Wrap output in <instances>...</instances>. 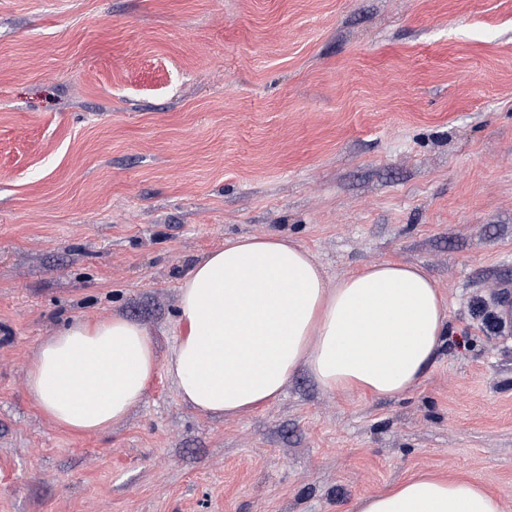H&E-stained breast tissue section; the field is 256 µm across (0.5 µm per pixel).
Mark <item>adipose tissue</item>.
<instances>
[{
    "label": "adipose tissue",
    "mask_w": 512,
    "mask_h": 512,
    "mask_svg": "<svg viewBox=\"0 0 512 512\" xmlns=\"http://www.w3.org/2000/svg\"><path fill=\"white\" fill-rule=\"evenodd\" d=\"M447 309L431 276L397 260L372 263L328 287L314 257L277 235L225 240L179 285L176 343L159 360L139 322L78 320L42 342L27 391L57 425L108 431L143 401L158 367L180 399L216 416L277 400L306 370L329 391L397 397L421 383L445 334ZM354 512H504L471 477L421 473L356 499Z\"/></svg>",
    "instance_id": "adipose-tissue-1"
}]
</instances>
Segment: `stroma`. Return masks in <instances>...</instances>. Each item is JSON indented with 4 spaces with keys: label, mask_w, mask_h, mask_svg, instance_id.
Wrapping results in <instances>:
<instances>
[{
    "label": "stroma",
    "mask_w": 512,
    "mask_h": 512,
    "mask_svg": "<svg viewBox=\"0 0 512 512\" xmlns=\"http://www.w3.org/2000/svg\"><path fill=\"white\" fill-rule=\"evenodd\" d=\"M279 235L328 282L423 267L448 333L394 398L306 371L241 417L158 371L105 434L27 394L66 322L140 321L225 240ZM512 0H0V512H351L419 472L512 512Z\"/></svg>",
    "instance_id": "obj_1"
}]
</instances>
